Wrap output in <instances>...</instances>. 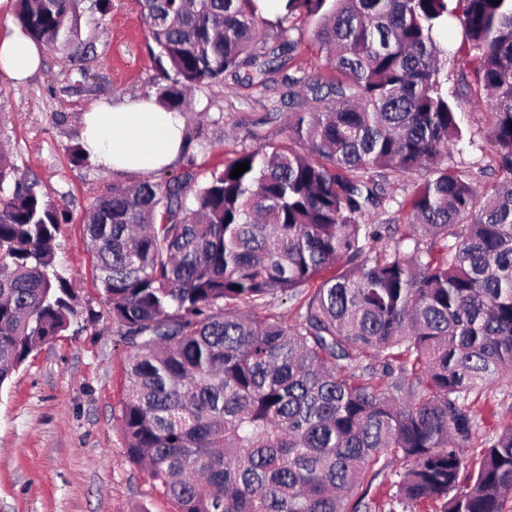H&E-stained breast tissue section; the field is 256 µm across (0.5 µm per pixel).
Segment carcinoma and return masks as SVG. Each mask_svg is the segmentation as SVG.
<instances>
[{
    "label": "carcinoma",
    "instance_id": "obj_1",
    "mask_svg": "<svg viewBox=\"0 0 512 512\" xmlns=\"http://www.w3.org/2000/svg\"><path fill=\"white\" fill-rule=\"evenodd\" d=\"M83 0H17L20 27L78 49ZM166 62L158 102L183 111L229 75L263 86L297 43L274 30L318 17L332 73L282 93L290 142L244 149L194 193L193 175L114 185L86 213L98 278L133 349L121 424L177 512H503L512 423L469 446L471 394L512 374V0H136ZM457 19L489 142L506 176L489 192L447 164L463 140L437 30ZM249 169L237 178L239 163ZM422 172L400 242L372 224L388 174ZM0 386L80 316L57 268L67 210L0 148ZM318 288L292 324L259 318ZM402 472L379 502L366 485Z\"/></svg>",
    "mask_w": 512,
    "mask_h": 512
}]
</instances>
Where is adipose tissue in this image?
Masks as SVG:
<instances>
[{
	"instance_id": "ef3b65f1",
	"label": "adipose tissue",
	"mask_w": 512,
	"mask_h": 512,
	"mask_svg": "<svg viewBox=\"0 0 512 512\" xmlns=\"http://www.w3.org/2000/svg\"><path fill=\"white\" fill-rule=\"evenodd\" d=\"M42 54L21 28L0 33V75L23 82L39 68ZM80 126L90 161L142 178L174 165L185 145L182 116L151 97L95 104L82 113Z\"/></svg>"
}]
</instances>
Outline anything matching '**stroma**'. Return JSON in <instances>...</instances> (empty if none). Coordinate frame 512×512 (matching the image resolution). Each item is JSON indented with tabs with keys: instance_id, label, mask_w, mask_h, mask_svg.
I'll return each mask as SVG.
<instances>
[{
	"instance_id": "1",
	"label": "stroma",
	"mask_w": 512,
	"mask_h": 512,
	"mask_svg": "<svg viewBox=\"0 0 512 512\" xmlns=\"http://www.w3.org/2000/svg\"><path fill=\"white\" fill-rule=\"evenodd\" d=\"M316 23L303 14L285 22L283 37L297 48L268 87L246 88L227 77L193 91L184 115L189 144L176 173L193 172L199 186L242 149L287 144L283 82L329 72L314 39ZM79 38L90 47L85 56L48 49L41 69L23 84L0 75V144L18 173L69 214L56 236V261L81 310L62 336L38 347L0 385V512H176L127 452L122 388L131 350L112 320L82 223L93 199L139 179L74 166L68 155L80 141L81 112L98 102L157 95L164 80L136 0H112L104 16L83 11ZM436 39L448 52V88L458 95L465 132L454 160L474 174L478 190L490 189L502 173L487 140L489 115L457 82L469 70L457 52L459 24L449 22ZM472 410L483 439L512 422V376L473 397Z\"/></svg>"
}]
</instances>
